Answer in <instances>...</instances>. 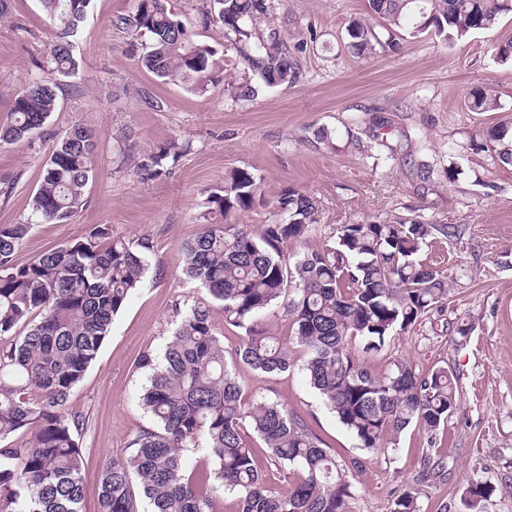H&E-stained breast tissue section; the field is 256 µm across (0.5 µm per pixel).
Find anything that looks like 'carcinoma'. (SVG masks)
Listing matches in <instances>:
<instances>
[{
    "label": "carcinoma",
    "instance_id": "1",
    "mask_svg": "<svg viewBox=\"0 0 512 512\" xmlns=\"http://www.w3.org/2000/svg\"><path fill=\"white\" fill-rule=\"evenodd\" d=\"M58 28L49 45L48 73L33 77L14 98L0 142L45 135L52 149L33 196V213L45 222L69 221L84 205L93 178L95 133L75 124L49 132L62 78L78 66L73 38L86 16L73 0H39ZM368 0L369 13L385 20L378 31L362 18L348 24L350 48L359 58L393 50L401 31L428 32L451 45L512 15V0ZM282 0H208L203 21L218 25L234 57L212 45L167 7V0H138L133 16L115 25L149 38L141 65L164 83L195 95L239 67L257 75L227 82L232 101L253 100L263 88L300 82L304 35L290 41L275 19ZM475 112L501 109L492 90L470 93ZM477 152L512 164V124H496L472 140ZM169 141L144 158L147 172L176 158ZM256 176L236 170L224 194L210 198L221 220L202 225L182 247L186 277L204 291L194 304L175 307L180 317L162 355L144 353L146 372L138 395L153 427L136 432L131 451L102 466L97 512H137L131 479L140 480L152 512H216L221 494L236 498L239 512H350L355 490L346 470L301 416L277 400L246 395L233 364L284 372L304 354L310 385L339 423L369 452L392 443L415 425L434 433L457 409L460 393L448 368L425 376L398 361L374 374L353 352L378 353L394 331L405 330L448 301V275L419 254L438 232L454 237L455 225L359 222L345 224L335 245L302 255L290 241L308 237L320 222L319 201L290 187L274 202L273 219L253 231L228 217L253 207ZM31 222L0 224V512H84V456L79 445L85 418L68 408L110 335L112 322L138 288L153 250L148 238L114 239L98 227L83 239L49 249L27 263L16 254ZM289 321L283 336L265 323L277 308ZM224 326L241 331L232 353L216 335L213 311ZM264 443L274 462L292 471L282 494L270 492L257 469L249 435ZM202 448L208 465L189 467L186 453ZM495 486L474 478L462 491L468 512H481ZM391 512H420L405 490Z\"/></svg>",
    "mask_w": 512,
    "mask_h": 512
}]
</instances>
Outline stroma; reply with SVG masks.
Instances as JSON below:
<instances>
[{"label":"stroma","mask_w":512,"mask_h":512,"mask_svg":"<svg viewBox=\"0 0 512 512\" xmlns=\"http://www.w3.org/2000/svg\"><path fill=\"white\" fill-rule=\"evenodd\" d=\"M0 17V122L32 77L46 74L54 28L39 0H9ZM137 0H93L76 42L78 67L71 92L59 100L49 125L64 133L82 124L97 133L95 171L86 203L64 223L32 222L18 262L88 236L98 226L113 237L150 239L153 252L140 287L114 318L96 362L69 400L85 418V512H95L100 470L127 454L130 441L152 419L136 395L145 381L136 363L159 353L176 321L173 306L200 297L181 272L185 241L209 221L208 200L222 193L234 169L260 180V201L233 222L268 223L278 195L295 187L320 203V222L310 237L292 241L300 254L334 245L342 225L364 220H421L453 224L458 236L433 234L420 257L442 263L450 295L443 313L394 332L385 348L364 355L374 372L409 362L427 374L447 367L461 401L445 427L430 434L404 431L396 446L369 453L322 404L301 364L282 373L239 367L247 392L278 400L302 415L345 464L357 489L352 512H389L395 496L413 489L422 512H464L469 478L497 487L483 512H512V166L472 150L484 128L512 120V62L498 61L493 47L512 38V15L448 46L431 35L403 34L399 48L365 60L348 48L351 19L365 16V0H285L294 30L313 31L295 86L233 103L223 86L194 96L159 82L139 61L146 36L116 28L134 15ZM493 89L501 110L468 107L473 86ZM151 95L155 107L143 102ZM387 122L386 140L374 138ZM328 133L316 139L317 130ZM185 147L160 173L137 170L138 161L166 141ZM401 144L399 155L390 145ZM51 142L36 139L0 146V224L32 221V197ZM456 179H449V170ZM472 324L467 337L456 323ZM444 462L426 475L427 462Z\"/></svg>","instance_id":"1"}]
</instances>
